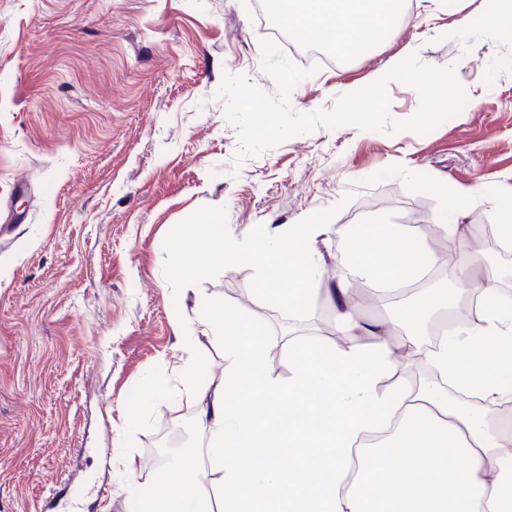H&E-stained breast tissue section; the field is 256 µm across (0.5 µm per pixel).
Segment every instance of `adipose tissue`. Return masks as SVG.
Here are the masks:
<instances>
[{
  "instance_id": "adipose-tissue-1",
  "label": "adipose tissue",
  "mask_w": 512,
  "mask_h": 512,
  "mask_svg": "<svg viewBox=\"0 0 512 512\" xmlns=\"http://www.w3.org/2000/svg\"><path fill=\"white\" fill-rule=\"evenodd\" d=\"M403 0H276L275 21L302 42L342 54L369 50L391 31ZM348 259L330 299L346 344L295 347L292 374L269 373L260 331L232 313L207 309L188 330L196 350L224 340V379L188 389L208 435V471L186 455L141 490V512H212L208 487L222 490L224 512H512V430L490 421L512 401V305L481 286L480 323H463L429 346L426 364L444 387L402 384L380 390L402 353L418 348L409 329L447 310V297L423 301L381 320L363 318L350 282L373 290L420 280L432 261L423 239L403 224L336 231ZM400 415L396 432L366 451L349 478L350 452L366 424Z\"/></svg>"
}]
</instances>
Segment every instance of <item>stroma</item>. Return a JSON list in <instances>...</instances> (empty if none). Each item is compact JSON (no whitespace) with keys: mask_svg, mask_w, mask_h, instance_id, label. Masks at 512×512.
I'll return each instance as SVG.
<instances>
[{"mask_svg":"<svg viewBox=\"0 0 512 512\" xmlns=\"http://www.w3.org/2000/svg\"><path fill=\"white\" fill-rule=\"evenodd\" d=\"M257 2L0 0V512H39L81 446L95 483L82 512H137L162 436L196 415L176 317L213 306L285 341L339 336L329 301L306 331L229 296L248 266L174 292L164 240L197 209L226 207L240 241L339 206L317 241L320 293L346 256L336 228L405 224L445 247L427 230L443 206L429 180L474 188L460 218L471 248L512 195V32L466 24L486 0H405L392 35L335 67L289 56L309 73L296 112L333 109L343 85L414 52L454 67L468 94L457 116L425 135L320 127L235 163L224 74L276 92Z\"/></svg>","mask_w":512,"mask_h":512,"instance_id":"stroma-1","label":"stroma"}]
</instances>
